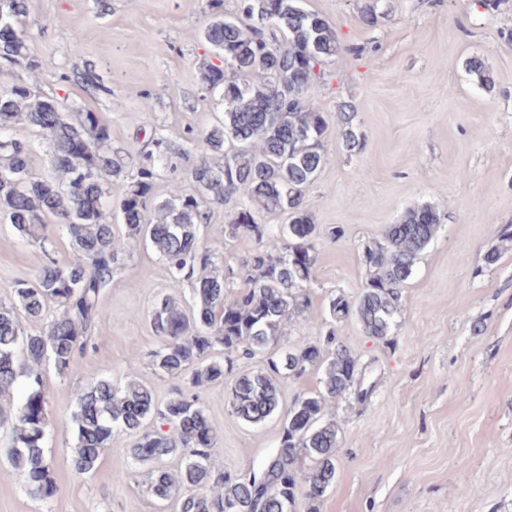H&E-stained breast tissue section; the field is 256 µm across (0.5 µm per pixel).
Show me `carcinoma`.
Instances as JSON below:
<instances>
[{
  "label": "carcinoma",
  "instance_id": "1",
  "mask_svg": "<svg viewBox=\"0 0 512 512\" xmlns=\"http://www.w3.org/2000/svg\"><path fill=\"white\" fill-rule=\"evenodd\" d=\"M209 11L202 37L222 64L203 67L199 84L223 112L193 140V150L211 158L192 162L189 150L153 135L154 150L131 176L116 220L104 198L123 167L112 157L109 127L97 113L37 89L32 79L42 63L30 55L20 25L26 0H0V22L12 28L0 38V67L16 70L0 85V224L41 246L51 227L60 225L73 249L70 261L50 258L32 278L15 281L12 302L0 304V398L23 388L18 406L0 404V423L9 421L4 459L35 499L56 492L43 448L48 413L35 409L47 401L42 365L50 361L58 373L68 372L102 324L105 290L118 260L116 221L126 226L128 238L152 247L174 284L190 285L191 311L166 297L148 315L161 340L149 353L151 365L179 385L164 403L136 379L101 377L81 388L71 412L72 469L79 475L94 471L112 436L130 435L131 461L151 466L147 492L173 502L174 512H319L335 480L338 427L325 406L354 386L358 359L336 342L333 327L321 345L283 347L280 341L288 319L309 307L304 286L314 276L318 232L304 194L326 162L327 130L312 99L342 48L325 19L295 0H238L232 15L224 0H209ZM72 74L86 87L112 94L92 63L81 62ZM354 119L351 106L342 105L336 134L350 154L363 150ZM19 124L52 143V175L32 171L34 147L15 136ZM174 157L188 162L190 190L160 199L159 168ZM212 205L224 207V238L254 243L235 267L201 244L199 230ZM269 212L286 215L288 224L269 229L259 219ZM440 224L436 208L422 204L387 225L381 239L365 248L367 279L357 300L343 293L330 297L331 324L353 316L366 335L387 338L400 316L401 289ZM234 279L246 287L229 300L226 288ZM25 321L39 328L29 330ZM268 351L267 367L237 376L227 402L251 425L281 412L278 449L258 476L215 475L216 434L202 390L223 381L236 361ZM311 370L321 372L322 388L282 406L278 379ZM172 456L185 459L175 473L164 467Z\"/></svg>",
  "mask_w": 512,
  "mask_h": 512
}]
</instances>
